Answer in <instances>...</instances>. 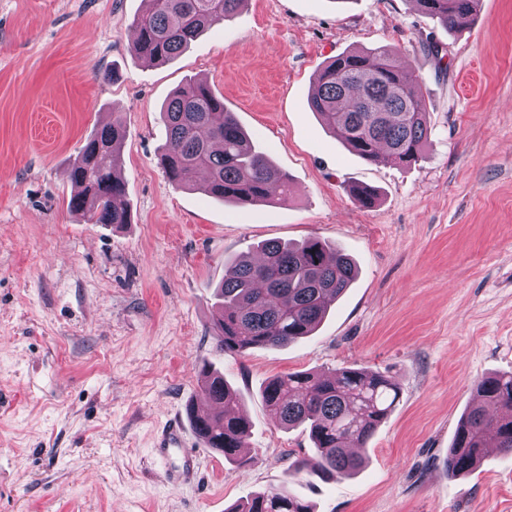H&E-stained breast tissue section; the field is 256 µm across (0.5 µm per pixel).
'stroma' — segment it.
<instances>
[{
    "mask_svg": "<svg viewBox=\"0 0 512 512\" xmlns=\"http://www.w3.org/2000/svg\"><path fill=\"white\" fill-rule=\"evenodd\" d=\"M145 8L0 0V512H229L284 484L315 512H512V454L487 449L458 478L444 464L476 382L512 373V0L453 31L414 0H244L161 65L128 51ZM379 47L411 64L429 116L408 166L351 154L308 105L328 60ZM193 80L287 175L288 199L242 208L170 182L160 112ZM115 121L130 221L90 224L68 209L66 170ZM307 237L358 268L318 329L218 351L227 260ZM206 365L240 395L249 461L197 446L196 479L174 487L154 436L200 397ZM344 366L400 388L365 467L287 478L313 444L272 420L262 386Z\"/></svg>",
    "mask_w": 512,
    "mask_h": 512,
    "instance_id": "1",
    "label": "stroma"
}]
</instances>
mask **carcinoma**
Returning a JSON list of instances; mask_svg holds the SVG:
<instances>
[{
	"label": "carcinoma",
	"instance_id": "obj_1",
	"mask_svg": "<svg viewBox=\"0 0 512 512\" xmlns=\"http://www.w3.org/2000/svg\"><path fill=\"white\" fill-rule=\"evenodd\" d=\"M421 12L452 30L472 20L480 0H415ZM241 0H148L134 19L137 31L129 52L154 63L178 56L204 29L230 19ZM309 106L324 125L354 154L374 163L408 164L418 160L430 134L419 81L409 67L397 63L389 48L351 51L317 71ZM161 119L167 129L160 164L180 187H192L197 173L207 172L202 191L224 202L247 206L272 203L269 187H292L255 150L224 101L203 81L178 88ZM124 128L114 122L96 131L72 160L67 177L80 188L71 211L91 224H127L129 206L124 181L117 176ZM356 276L348 255L317 238L289 246L270 241L259 258L240 256L218 291L214 322L216 346L244 354L278 347L311 335L330 303ZM476 404L460 420L446 464L453 474L474 471L484 449L512 452V375L484 377L475 384ZM202 392L219 401L202 431L204 445L224 452L229 463H243L237 449L246 447L250 421L242 419L237 392L224 374L206 369ZM265 409L281 425L303 427L315 448L309 458L293 461L292 479L301 473L336 479L359 470L363 448L399 398L392 380L364 368L343 367L329 375L294 372L265 383ZM230 512H314L310 503L281 488L258 494Z\"/></svg>",
	"mask_w": 512,
	"mask_h": 512
}]
</instances>
